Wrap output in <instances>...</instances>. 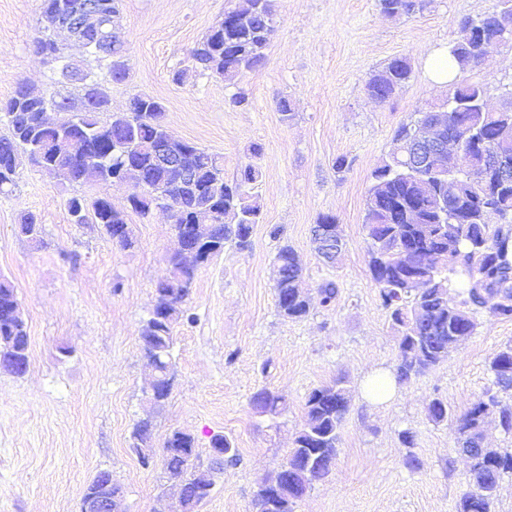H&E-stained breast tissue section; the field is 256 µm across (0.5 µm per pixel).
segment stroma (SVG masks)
I'll list each match as a JSON object with an SVG mask.
<instances>
[{
    "label": "stroma",
    "mask_w": 512,
    "mask_h": 512,
    "mask_svg": "<svg viewBox=\"0 0 512 512\" xmlns=\"http://www.w3.org/2000/svg\"><path fill=\"white\" fill-rule=\"evenodd\" d=\"M226 4L122 0L129 75L121 83L110 81L107 64L75 48L66 53L65 63L95 73L112 111L134 95L153 96L175 135L223 157L226 179L248 163L261 171L252 246L225 249L198 270L174 328L176 380L161 410L144 400L151 368L140 332L174 246L168 214L141 217L128 209L127 186L97 187L127 213L134 244L123 248L102 225L72 223L74 187L35 167L23 166L12 191L0 193V276L13 283L29 334L27 372L0 369V512H80L84 487L102 471L121 486L124 512H156L160 496L175 489L160 466H142L130 448L133 425L146 418L155 443L174 429L192 434L204 464L213 434L231 438L238 462L200 512H251L262 479L286 461L308 393L340 376L351 402L336 464L295 512H457L467 463L453 425L433 423L426 408L439 398L458 414L492 388L489 364L512 342V320L480 315L475 334L447 360L399 385L388 404H367L361 380L395 367L397 341L368 268L363 219L372 172L393 150L396 127L448 98L426 75L429 52L451 44L464 20L484 16L497 0H431L401 17L383 14L378 0H276L265 65L232 84L190 56ZM41 7L42 0H0V100L17 81L45 91L62 79L63 63L34 51ZM395 57L409 60L412 78L381 105L365 83ZM467 77L499 106L512 92V47L492 49ZM238 93L246 97L240 106L231 102ZM284 98L288 119L278 108ZM339 157L348 161L341 172L333 167ZM27 212L44 228L43 245L17 230ZM325 214L337 218L347 242L335 268L322 264L311 241ZM283 241L296 250L308 289L326 280L338 286L331 306L313 302L302 320L281 317L275 305L273 259ZM264 387L286 401L278 417L250 404ZM406 430L414 447L401 439ZM411 454L419 468L406 466Z\"/></svg>",
    "instance_id": "1"
}]
</instances>
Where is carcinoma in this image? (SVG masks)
<instances>
[{
  "instance_id": "1",
  "label": "carcinoma",
  "mask_w": 512,
  "mask_h": 512,
  "mask_svg": "<svg viewBox=\"0 0 512 512\" xmlns=\"http://www.w3.org/2000/svg\"><path fill=\"white\" fill-rule=\"evenodd\" d=\"M429 0H379L389 15H411L427 8ZM275 0H242L224 10V26H213L192 50L193 60L204 71L233 81L246 71L264 65L266 49L276 28ZM485 40H465L466 24H461L450 52L464 73L477 68L503 24L512 23V0H498L496 9L480 19ZM124 43L100 52L91 48L97 62L110 61L112 81L126 79ZM411 66L405 58H394L372 73L366 83L368 95L386 103L410 80ZM65 84L77 93L65 94L57 88L40 95L20 81L10 98L0 106L9 134L0 137V191L15 184L22 158L40 152L55 177L63 185L94 187L118 176L141 188L145 196L132 209L146 216L156 205L177 208L174 230L193 229L190 218L198 211L212 214L202 234L211 241L204 262L221 255L233 245L244 250L251 245L253 225L259 223L261 209L251 194L261 173L247 165L232 181L224 177V161L209 150L175 136L164 121L165 107L150 95L133 97L128 111H109L110 99L91 71L62 70ZM484 87L462 81L448 95V104L421 113L395 131L396 147L389 160L372 173L366 200L364 229L367 236L368 266L382 305L389 310L391 328L397 334V382L440 364L455 352L460 337H470L483 311L496 318L512 319V181L504 184L496 173L485 168V152L502 148L497 168L512 170V112L481 108ZM78 99L84 108L73 113L75 123L69 133L42 119L51 104L67 108ZM425 120L442 126L443 136L461 141L469 157L468 169L458 175L460 183L448 196V174L432 162L424 167L408 165L404 151L416 128ZM164 142L178 152L193 157L196 177L180 180L174 170L156 167L152 148ZM69 213L80 212L78 223L100 224L112 241L127 248L128 236L115 237V226L127 224L126 213L106 209L103 198L75 194L67 201ZM311 240L319 259L335 266L346 250L343 230L333 215H322L312 227ZM274 260L285 269L275 283L276 307L289 320L306 318L311 303L302 299L303 268L288 244L280 246ZM198 268L187 267L177 258L167 262L165 273L155 286L150 317L141 329L142 349L156 370L161 384L155 399L163 407L171 394L167 375L173 367L174 326L183 314ZM19 304L14 285L0 277V351L11 354L28 345L25 321L9 320V312ZM497 392L486 391L460 416H449L448 404L433 399L427 407L436 424L453 420L456 442L463 446L482 440L486 420L495 417L501 429L512 433V405L499 393L512 392V343L498 350L490 361ZM350 396L344 381L336 379L312 389L305 402L306 422L294 436L287 461L296 467L293 483H282L269 493L258 488L251 502L252 512H294L300 495L325 479L336 462L339 430L348 411ZM252 408L259 414L281 413L284 398L267 388L256 391ZM132 448L142 465L154 448L153 424L137 422L131 432ZM164 474L183 477L188 498H208L224 467L237 461L233 442L217 434L211 447L224 449L222 461L208 470L197 467L195 438L181 430L169 432L162 443ZM473 473L488 488L512 474V451L496 452L492 458L475 457ZM495 495L469 489L458 512H492Z\"/></svg>"
}]
</instances>
